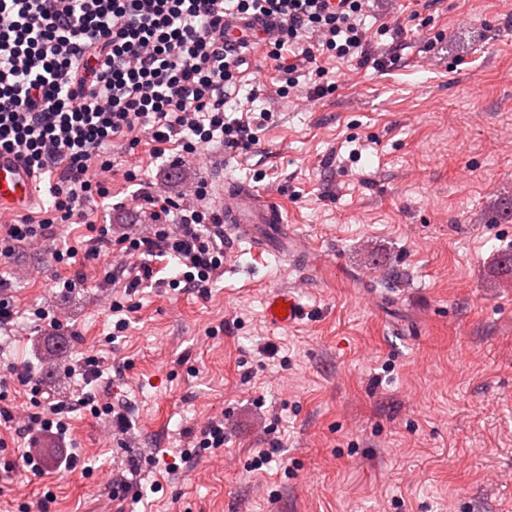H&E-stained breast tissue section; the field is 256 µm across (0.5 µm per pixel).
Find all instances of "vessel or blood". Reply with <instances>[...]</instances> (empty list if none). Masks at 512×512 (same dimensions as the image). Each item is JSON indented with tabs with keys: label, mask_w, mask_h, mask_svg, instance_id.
<instances>
[{
	"label": "vessel or blood",
	"mask_w": 512,
	"mask_h": 512,
	"mask_svg": "<svg viewBox=\"0 0 512 512\" xmlns=\"http://www.w3.org/2000/svg\"><path fill=\"white\" fill-rule=\"evenodd\" d=\"M37 181L33 173L14 156L0 153V208L16 209L31 207L36 202ZM221 214L229 230L225 246L234 241L252 237L258 224L267 228H279L284 224L280 207L264 198L250 186L235 185L225 189ZM283 306V313H276V306ZM268 321L277 327H288L302 321L306 307L296 288H277L269 292L265 300Z\"/></svg>",
	"instance_id": "vessel-or-blood-1"
}]
</instances>
